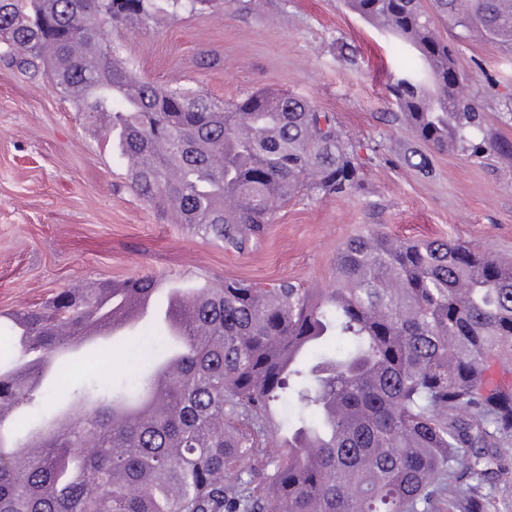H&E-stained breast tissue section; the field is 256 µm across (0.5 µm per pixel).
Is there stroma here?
I'll list each match as a JSON object with an SVG mask.
<instances>
[{
  "instance_id": "stroma-1",
  "label": "stroma",
  "mask_w": 512,
  "mask_h": 512,
  "mask_svg": "<svg viewBox=\"0 0 512 512\" xmlns=\"http://www.w3.org/2000/svg\"><path fill=\"white\" fill-rule=\"evenodd\" d=\"M107 34L140 77L161 86L224 102L261 87L312 100L354 143L363 186L294 200L248 250H225L139 198L111 140L47 79L0 63V311L147 273L287 280L317 291L335 285L340 247L372 228L401 241L470 242L512 263V159L431 149L429 173L406 165L403 150L416 138L392 121L388 86L418 56L398 57L391 37L345 0H227ZM454 59L485 129L512 141V48L462 40ZM76 356L77 381L119 383L134 371L119 341L81 346Z\"/></svg>"
}]
</instances>
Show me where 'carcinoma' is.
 Wrapping results in <instances>:
<instances>
[{"mask_svg": "<svg viewBox=\"0 0 512 512\" xmlns=\"http://www.w3.org/2000/svg\"><path fill=\"white\" fill-rule=\"evenodd\" d=\"M216 0H0V61L45 73L86 123L112 137L145 202L243 252L278 207L361 187L350 139L328 112L288 93L216 102L139 79L100 44L101 23L128 26ZM420 62L390 87L393 120L438 150L469 145L512 157L477 104L448 84L438 33L512 46V0H347ZM136 82L137 100L116 92ZM481 140L474 142L476 134ZM336 286L226 278L184 311L192 336L146 337L131 379L76 386L78 404L42 431L53 384L106 298L130 305L155 276L122 290L64 289L38 309L0 314L19 358L0 356V512H489L512 433V382L487 373L512 358V265L459 241H399L380 231L336 255ZM326 336L345 348L314 364ZM168 366L163 379L157 369ZM296 421L279 437L274 405Z\"/></svg>", "mask_w": 512, "mask_h": 512, "instance_id": "carcinoma-1", "label": "carcinoma"}]
</instances>
